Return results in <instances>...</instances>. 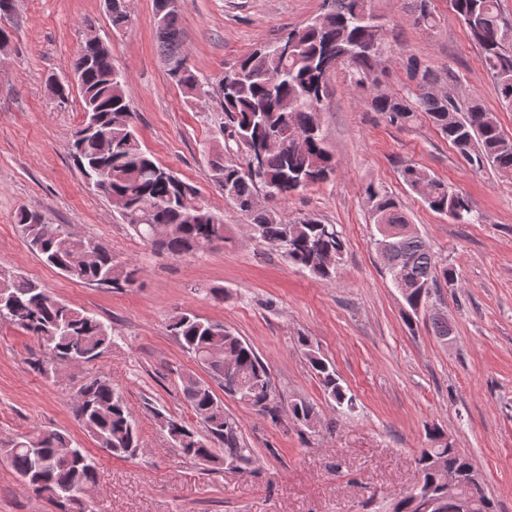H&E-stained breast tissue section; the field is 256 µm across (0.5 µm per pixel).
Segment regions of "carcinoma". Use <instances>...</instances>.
Here are the masks:
<instances>
[{"instance_id":"1","label":"carcinoma","mask_w":512,"mask_h":512,"mask_svg":"<svg viewBox=\"0 0 512 512\" xmlns=\"http://www.w3.org/2000/svg\"><path fill=\"white\" fill-rule=\"evenodd\" d=\"M172 0L161 19L155 21L159 46L171 81L183 90L191 104L210 96V90L187 65L182 49L181 4ZM451 11L467 28L481 52L484 67L494 79L499 101L512 108V20L503 17L499 0H450ZM414 24L431 29L440 23L431 0H414ZM379 18L371 0H325L323 11L301 27L288 32L292 54L279 56L271 43L243 55L225 69L216 83L223 116L224 149L208 154L210 178L224 192V199L246 218L255 240L276 247L288 261L320 279L336 274L344 244L336 225L313 218H284L279 212L257 204L259 197L281 200L307 187L324 183L336 161L324 142L319 123L326 81L344 70L351 86L366 92V105L392 123L406 124L424 113L456 151L478 168L488 164L512 171V139L504 136L493 111L473 99L461 102L447 90L430 88L444 80L439 74L413 63L409 67L416 91L408 96L378 91L379 64L386 53ZM74 69L80 72L83 120L71 142V157L91 188L102 184L105 198L124 203L122 220L143 241L160 253L181 256L208 249L228 233L224 218L197 200V189L158 163L143 148L127 99V80L112 61L101 41L83 40ZM293 130L300 142L284 146L280 134ZM266 147L261 171L253 173L248 148ZM238 151L241 159L227 155ZM403 182L427 206L460 224H474L481 216L466 196L423 169L407 165ZM378 237L376 245L390 252L386 269L397 288H408L407 320L430 307L437 288L455 281L456 273L431 253L398 203L374 186L366 189ZM17 224L30 249L46 264L84 283L122 289L135 282L138 270L117 262L112 253L89 238L78 237L64 224H49L33 211L22 210ZM0 321H7L33 334L49 351L52 362H39L43 374L56 372V365H85L99 361L111 348L112 327L95 316L55 298L37 282L0 273ZM168 332L204 366L211 378L236 397L272 420L279 417L266 364L254 349L224 325L190 312L173 316ZM311 371L324 395L336 408L351 412L355 398L340 382L332 364L314 349L309 338L300 339ZM240 373L241 388H227L225 362ZM182 394L206 435L186 422L152 412L166 430L172 447L185 457L203 461L224 456L240 463L253 460V450L241 442L236 422L210 384L190 374L179 375ZM75 412L84 431L97 445H109L111 454L132 458L140 450L138 419L125 396L103 375L91 377L79 390ZM288 412L299 424L313 428L316 408L308 401H293ZM434 445L416 458V473L424 489H448V472L467 486L470 512H498L483 477L472 459L443 441L432 429ZM11 467L23 480L39 484L36 493L45 496L57 512H90L82 489L96 478V462L67 431L36 429L19 435L6 448Z\"/></svg>"}]
</instances>
